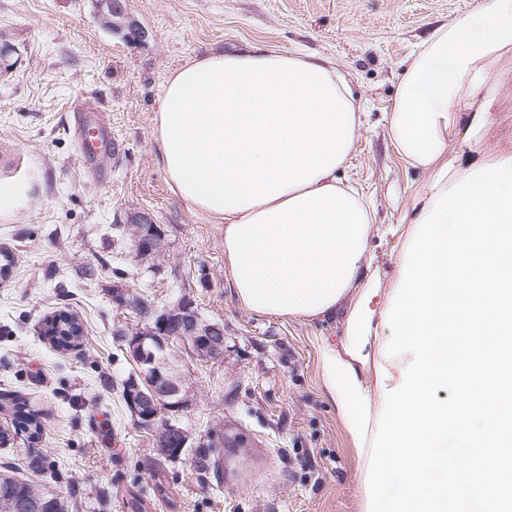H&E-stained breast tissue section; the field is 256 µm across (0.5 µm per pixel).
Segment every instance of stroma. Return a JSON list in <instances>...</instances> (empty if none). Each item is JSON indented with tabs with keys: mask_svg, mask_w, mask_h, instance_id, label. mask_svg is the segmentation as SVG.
<instances>
[{
	"mask_svg": "<svg viewBox=\"0 0 512 512\" xmlns=\"http://www.w3.org/2000/svg\"><path fill=\"white\" fill-rule=\"evenodd\" d=\"M479 0H126L140 41L109 31L95 0H0V181L24 189L0 214V399H20L48 421L42 469L18 444L0 446V473L52 482L72 512H366L364 455L322 390L319 344L341 343L340 320L257 314L227 278L224 227L170 190L155 142L165 79L185 61L253 48L336 62L369 120L347 178L378 224L400 223L427 173L407 167L386 133L413 52ZM484 144L512 153V61L503 64ZM83 104L112 123L117 152L99 182L71 130ZM152 215L166 250L140 264L125 224ZM121 267L123 276L112 273ZM116 287L155 306L189 294L224 325V359L195 365L194 441L224 438L221 469L191 457L154 461L119 387L134 372L113 331L136 324ZM76 315L87 345L58 349L40 327Z\"/></svg>",
	"mask_w": 512,
	"mask_h": 512,
	"instance_id": "1",
	"label": "stroma"
}]
</instances>
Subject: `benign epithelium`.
Segmentation results:
<instances>
[{
	"mask_svg": "<svg viewBox=\"0 0 512 512\" xmlns=\"http://www.w3.org/2000/svg\"><path fill=\"white\" fill-rule=\"evenodd\" d=\"M100 9L121 17L116 22L117 31H127L132 39L145 38V32L123 12V5L102 0ZM127 228L132 230L138 258L144 264L150 262L163 246L161 229L145 212L134 216ZM112 301L139 317L137 331L131 333L122 328L114 331L136 365V375L124 381L133 424L154 431L158 447L176 444L183 449L193 442L191 432L182 421L193 402L189 383L191 368L181 357L158 365L152 349L165 351L176 347L195 362H221L224 360V326L205 318L187 294L158 309L130 289L115 288Z\"/></svg>",
	"mask_w": 512,
	"mask_h": 512,
	"instance_id": "obj_1",
	"label": "benign epithelium"
}]
</instances>
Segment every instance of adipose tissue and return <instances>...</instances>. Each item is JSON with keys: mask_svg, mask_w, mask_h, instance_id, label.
<instances>
[{"mask_svg": "<svg viewBox=\"0 0 512 512\" xmlns=\"http://www.w3.org/2000/svg\"><path fill=\"white\" fill-rule=\"evenodd\" d=\"M509 57L512 0H480L407 63L387 135L429 179L404 226H375L342 176L367 114L327 58L211 54L163 84L159 160L183 201L223 223L240 302L344 317L321 367L358 447L380 451L365 463L368 512L512 503L511 484L485 479L512 456V155L478 136ZM375 234L402 240L388 289L367 254Z\"/></svg>", "mask_w": 512, "mask_h": 512, "instance_id": "ef3b65f1", "label": "adipose tissue"}]
</instances>
